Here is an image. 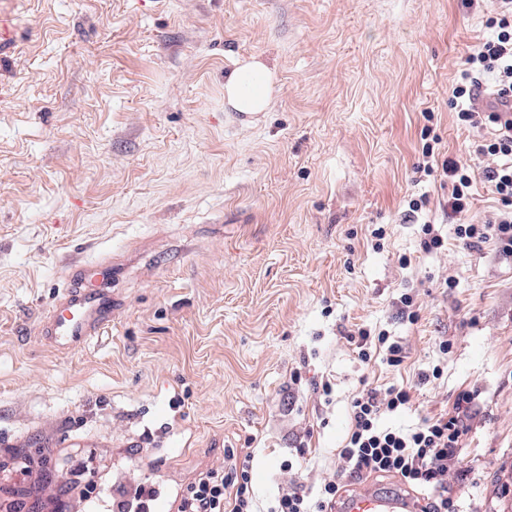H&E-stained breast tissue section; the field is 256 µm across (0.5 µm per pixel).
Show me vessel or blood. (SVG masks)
<instances>
[{"label": "vessel or blood", "mask_w": 512, "mask_h": 512, "mask_svg": "<svg viewBox=\"0 0 512 512\" xmlns=\"http://www.w3.org/2000/svg\"><path fill=\"white\" fill-rule=\"evenodd\" d=\"M14 3L15 0H0V58L13 53L19 43ZM109 273L107 264H97L84 272L86 287L64 289L44 322L45 335L70 349L108 326L110 317L105 312L108 300L95 281ZM336 512H421V507L414 494L378 484L359 486L352 493L342 495Z\"/></svg>", "instance_id": "b4317fda"}]
</instances>
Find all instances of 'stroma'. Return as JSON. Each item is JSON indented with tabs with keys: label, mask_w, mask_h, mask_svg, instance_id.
I'll use <instances>...</instances> for the list:
<instances>
[{
	"label": "stroma",
	"mask_w": 512,
	"mask_h": 512,
	"mask_svg": "<svg viewBox=\"0 0 512 512\" xmlns=\"http://www.w3.org/2000/svg\"><path fill=\"white\" fill-rule=\"evenodd\" d=\"M21 12V46L0 63V512H80L81 487L103 477L171 503L231 449L250 450L267 512L302 484L350 485L351 400L397 383L415 396L388 420L402 428L476 392L448 494L468 512H512V260L492 242L466 247L447 190L416 171L424 127L441 156L466 154L448 99L490 34L483 11L22 0ZM250 56L278 84L245 121L224 79ZM428 222L440 249L422 245ZM100 262L116 267L112 329L59 347L45 315ZM405 293L417 319L401 313ZM360 327L400 341L404 362L362 363L346 339ZM442 358V377L419 384Z\"/></svg>",
	"instance_id": "stroma-1"
}]
</instances>
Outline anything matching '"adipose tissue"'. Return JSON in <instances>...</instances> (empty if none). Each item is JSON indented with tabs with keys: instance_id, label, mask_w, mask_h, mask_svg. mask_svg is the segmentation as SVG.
<instances>
[{
	"instance_id": "adipose-tissue-1",
	"label": "adipose tissue",
	"mask_w": 512,
	"mask_h": 512,
	"mask_svg": "<svg viewBox=\"0 0 512 512\" xmlns=\"http://www.w3.org/2000/svg\"><path fill=\"white\" fill-rule=\"evenodd\" d=\"M276 77L261 60L252 56L239 62L224 80V102L238 112L265 111L275 92Z\"/></svg>"
}]
</instances>
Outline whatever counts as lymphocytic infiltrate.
<instances>
[{
    "instance_id": "lymphocytic-infiltrate-1",
    "label": "lymphocytic infiltrate",
    "mask_w": 512,
    "mask_h": 512,
    "mask_svg": "<svg viewBox=\"0 0 512 512\" xmlns=\"http://www.w3.org/2000/svg\"><path fill=\"white\" fill-rule=\"evenodd\" d=\"M489 38L478 43L467 56L452 90L450 104L460 125L480 134L473 152L497 157L496 167L475 172L472 165L454 158H438L436 139L422 145L423 161L418 169L437 175L448 187L449 215L460 218L455 234L467 247L478 248L493 240L512 254V119H501V99L512 98V0H492L487 11ZM483 177L502 209L495 222L466 223L476 177ZM361 361L379 349L390 366L404 359L402 343L381 331L367 329L349 334ZM413 403L409 388L392 385L362 390L351 402V428L340 455L350 476L392 474L406 484L430 492L426 512H463L459 500L450 498L444 478L456 466L463 436L477 410L473 395L459 394L450 412L423 420L410 428L384 425L385 417L408 410ZM340 488L328 481L315 492L296 490L275 499L265 512H332ZM177 512H264L252 488L248 462L230 463L227 470H211L187 486Z\"/></svg>"
}]
</instances>
